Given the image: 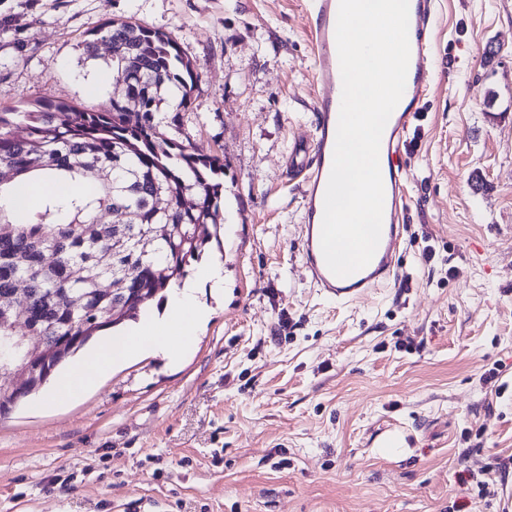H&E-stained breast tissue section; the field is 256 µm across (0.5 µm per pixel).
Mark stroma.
Masks as SVG:
<instances>
[{"instance_id":"35a3bbf8","label":"stroma","mask_w":512,"mask_h":512,"mask_svg":"<svg viewBox=\"0 0 512 512\" xmlns=\"http://www.w3.org/2000/svg\"><path fill=\"white\" fill-rule=\"evenodd\" d=\"M114 20L195 65L176 140L224 158L222 243L202 261L224 290L198 289L210 318L179 364L137 357L0 418V512H501L512 477L481 500L461 474L512 455V0H440L396 275L353 303L302 258L304 0H0V110L108 101L111 50L83 43Z\"/></svg>"}]
</instances>
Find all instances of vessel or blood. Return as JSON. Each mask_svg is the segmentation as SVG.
I'll use <instances>...</instances> for the list:
<instances>
[{
    "mask_svg": "<svg viewBox=\"0 0 512 512\" xmlns=\"http://www.w3.org/2000/svg\"><path fill=\"white\" fill-rule=\"evenodd\" d=\"M437 0H409L408 37L410 61L404 94L383 131L379 163L384 186L381 238L364 268L345 277L328 268L321 249L324 197L330 177L339 111L342 79L336 44L339 0H305L309 40L316 61L320 118L310 147L294 156L290 166L302 177V250L311 279L321 293L349 303L386 282L396 269L395 259L403 242L404 212L409 199L408 171L397 154L431 85V40L436 25Z\"/></svg>",
    "mask_w": 512,
    "mask_h": 512,
    "instance_id": "1",
    "label": "vessel or blood"
}]
</instances>
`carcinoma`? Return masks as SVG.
Wrapping results in <instances>:
<instances>
[{"instance_id":"1","label":"carcinoma","mask_w":512,"mask_h":512,"mask_svg":"<svg viewBox=\"0 0 512 512\" xmlns=\"http://www.w3.org/2000/svg\"><path fill=\"white\" fill-rule=\"evenodd\" d=\"M99 38L117 46L111 59L124 81L123 98L97 108L39 101L32 112H0V337L21 326L40 336L39 352L23 351L13 367L29 366V392L97 333L137 320L126 297L139 290L155 298L182 282L186 267L211 241L221 243L214 214L224 184V159L197 154L168 136L180 131L194 66L175 41L147 26L108 23ZM133 101L134 112L125 103ZM175 103L170 112L161 108ZM36 173L90 184L83 194L46 189L42 206L17 218L14 189ZM162 191L170 205L154 206ZM122 209L120 222L100 224L97 214ZM112 263L104 266L100 256ZM117 280L120 290L102 292ZM17 288L24 302L5 303ZM26 399L0 392V417Z\"/></svg>"}]
</instances>
